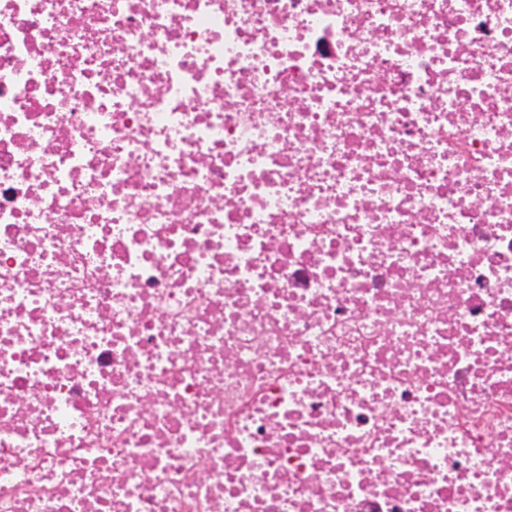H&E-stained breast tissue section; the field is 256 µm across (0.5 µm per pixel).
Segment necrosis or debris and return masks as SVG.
<instances>
[{"mask_svg": "<svg viewBox=\"0 0 512 512\" xmlns=\"http://www.w3.org/2000/svg\"><path fill=\"white\" fill-rule=\"evenodd\" d=\"M0 512H512V0H0Z\"/></svg>", "mask_w": 512, "mask_h": 512, "instance_id": "obj_1", "label": "necrosis or debris"}]
</instances>
